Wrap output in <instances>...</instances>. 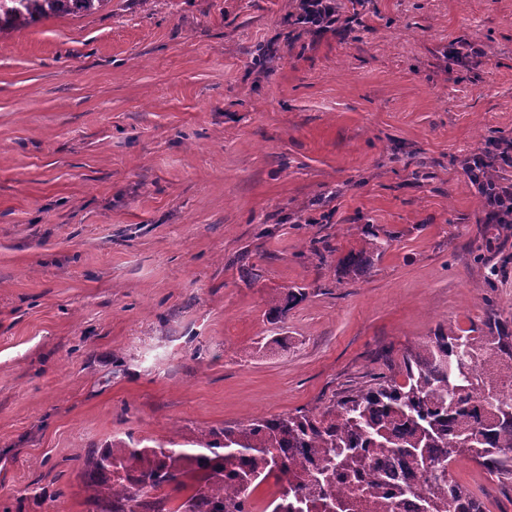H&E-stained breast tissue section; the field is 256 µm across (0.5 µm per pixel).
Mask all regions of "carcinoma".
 I'll return each instance as SVG.
<instances>
[{
  "mask_svg": "<svg viewBox=\"0 0 512 512\" xmlns=\"http://www.w3.org/2000/svg\"><path fill=\"white\" fill-rule=\"evenodd\" d=\"M110 0H0V32L43 19L91 14ZM384 252L379 234L338 258L346 275H364ZM305 297L302 289L270 301L275 323ZM512 364V321L490 315L469 333L448 326L403 356L400 371L381 376L317 412L259 417L210 429L184 448L176 441L147 445L133 436L110 448H89L82 477L96 512H250V496L274 480L270 512H336V477L365 467L368 452L398 458L417 470L427 494L420 512H438L453 492L454 512H483L465 487L448 479V460L466 457L512 478V398L501 381L489 386L488 367ZM392 467L378 485L405 489ZM183 500L172 506L174 495Z\"/></svg>",
  "mask_w": 512,
  "mask_h": 512,
  "instance_id": "carcinoma-1",
  "label": "carcinoma"
}]
</instances>
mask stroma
<instances>
[{
  "mask_svg": "<svg viewBox=\"0 0 512 512\" xmlns=\"http://www.w3.org/2000/svg\"><path fill=\"white\" fill-rule=\"evenodd\" d=\"M296 7L110 0L0 33V512H88L83 449L317 410L438 327L512 320V229L463 169L512 141V0H365L322 36ZM370 229L384 255L344 276ZM451 477L512 512V478ZM302 288H297V291H289L285 297H274L269 304L267 310V320L270 323H276L281 319L288 311V307L295 304L299 300H302L306 293L302 291Z\"/></svg>",
  "mask_w": 512,
  "mask_h": 512,
  "instance_id": "1",
  "label": "stroma"
}]
</instances>
